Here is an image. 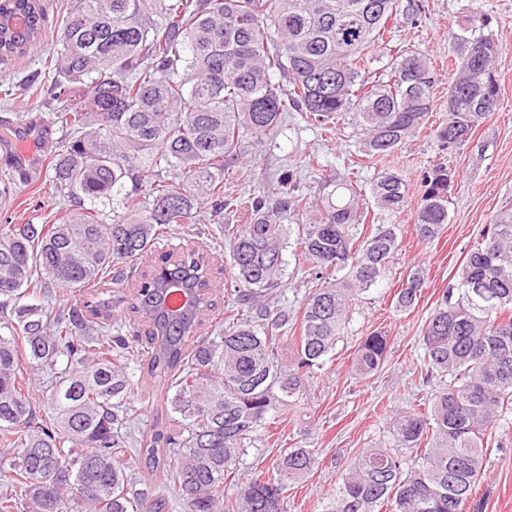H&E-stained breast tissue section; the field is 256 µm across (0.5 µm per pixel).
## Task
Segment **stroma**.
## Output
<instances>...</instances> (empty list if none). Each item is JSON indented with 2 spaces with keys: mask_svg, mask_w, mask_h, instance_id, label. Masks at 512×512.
<instances>
[{
  "mask_svg": "<svg viewBox=\"0 0 512 512\" xmlns=\"http://www.w3.org/2000/svg\"><path fill=\"white\" fill-rule=\"evenodd\" d=\"M425 14L418 25L404 15L392 19L384 39L388 48H411L432 58L439 74L448 72V55L461 25L489 19V34L501 52L496 60L500 86L499 106L482 122L463 146L442 152L435 129L448 117V86L440 84L430 118L418 134L407 138L385 160L372 159L360 150V130L352 124L337 125L325 132L307 123L302 114L289 113L273 135L246 143L224 170V199L228 206L214 215L209 203L198 206L188 224L172 225L158 240L151 254L128 269L123 288L132 292L142 274L151 273L162 254L189 244L206 255L213 271L211 298L216 313H224L229 302L226 291L232 276L224 227L245 221L234 202L262 195L268 180L287 168L300 176V190L317 196L322 175L354 167L362 183H369L383 167L400 172L408 184L406 206L397 213L376 212L374 224H396L401 242L389 263L384 280L357 302L352 320L336 345V353L322 376L310 381L297 405L283 415L281 427L287 443L319 451L312 473L288 490V512H322L339 484L342 467L361 448L388 436L383 409L414 408L426 402L438 388L437 381L423 382L413 359L420 352L421 330L437 301L454 282V274L478 232L500 211L512 208V0H423ZM45 25L39 46L24 57L0 58V89L12 86L9 104H0V117L27 114L52 120L55 105L48 61L60 46L67 16L76 0H40ZM455 171L448 222L438 238L420 242L413 229L414 204L420 194L423 171L436 163ZM53 175L52 164H44L32 182L19 184L0 170V224L43 223L65 216L57 200L41 189ZM419 273L423 286L414 308L400 312L395 295L412 273ZM384 331L389 341L388 360L372 378L361 380L351 372V359L363 336ZM166 382L146 380L135 387L130 403L142 430L166 419ZM468 512H512V412L496 424L486 453L485 473L477 481Z\"/></svg>",
  "mask_w": 512,
  "mask_h": 512,
  "instance_id": "obj_1",
  "label": "stroma"
}]
</instances>
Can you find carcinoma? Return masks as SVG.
<instances>
[{
    "label": "carcinoma",
    "mask_w": 512,
    "mask_h": 512,
    "mask_svg": "<svg viewBox=\"0 0 512 512\" xmlns=\"http://www.w3.org/2000/svg\"><path fill=\"white\" fill-rule=\"evenodd\" d=\"M423 11L421 0H78L50 61L63 102L54 120L67 132L53 152L50 189L75 211L51 224H0V466L10 473L0 512H288V487L310 475L316 448L280 447L232 497L224 482L272 437L282 411L325 369L356 301L385 277L399 225L378 224L361 241L358 226L368 195L381 211L401 210L406 179L384 170L366 189L348 173L329 174L313 202L295 193L288 171L263 196L237 202L246 223L224 225L233 303L224 334L211 340L196 337L210 307L204 254L161 256L169 276L198 293L189 317L152 293L154 279L139 282L130 310L148 325L145 347L137 334L112 333L122 301L110 288L112 268L148 255L202 199L223 209L224 162L287 112L321 128L347 119L363 131L366 155L394 153L426 125L437 72L409 48L385 55L377 71L373 53L392 16L416 23ZM15 12L32 27L21 38L0 35L1 58L39 44L37 0L0 3V14ZM454 44L448 120L434 134L443 151L471 138L500 91L498 43L463 27ZM449 191L446 165L421 175L419 240H435L448 223ZM133 194L143 206L114 209L106 222L98 205L123 206ZM290 237L311 284L297 319L275 296ZM421 287L413 274L395 308L410 309ZM55 288L78 293L65 312L39 304ZM422 349L420 369L439 379L438 391L427 407L399 412L388 441L360 450L324 512H466L493 419L512 410V210L470 245L425 322ZM386 360L387 338L372 332L351 371L369 379ZM144 361L172 391L171 425L147 440L131 431L127 406ZM44 371L50 380L39 390ZM37 390L45 417L33 404ZM124 448L162 470V494L133 491Z\"/></svg>",
    "instance_id": "cac0c4a2"
}]
</instances>
